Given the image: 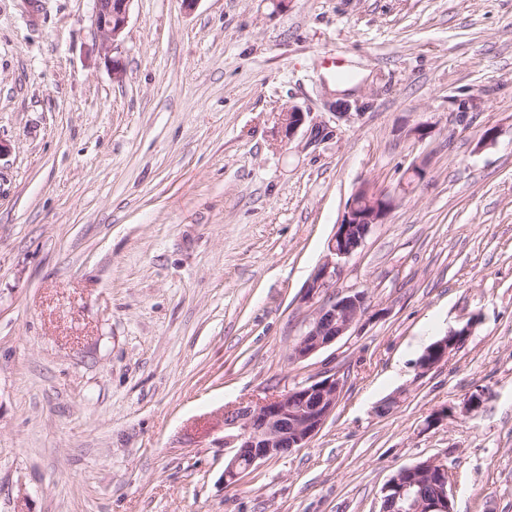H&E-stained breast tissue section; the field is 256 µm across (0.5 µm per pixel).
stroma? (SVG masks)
I'll return each mask as SVG.
<instances>
[{"instance_id":"35a3bbf8","label":"stroma","mask_w":512,"mask_h":512,"mask_svg":"<svg viewBox=\"0 0 512 512\" xmlns=\"http://www.w3.org/2000/svg\"><path fill=\"white\" fill-rule=\"evenodd\" d=\"M94 13L0 0V512H379L430 458L512 512V0H133L119 80ZM363 187L395 206L317 303L369 310L290 361ZM326 371L321 430L225 486V408ZM471 324L451 329L445 336L431 343L419 358L418 367L426 373L433 368L447 363L450 356L460 347L471 332Z\"/></svg>"}]
</instances>
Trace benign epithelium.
I'll return each mask as SVG.
<instances>
[{"instance_id": "1", "label": "benign epithelium", "mask_w": 512, "mask_h": 512, "mask_svg": "<svg viewBox=\"0 0 512 512\" xmlns=\"http://www.w3.org/2000/svg\"><path fill=\"white\" fill-rule=\"evenodd\" d=\"M133 0H95L94 24L102 36V50L111 64L112 76L119 80L125 72L122 57L124 31ZM304 122V113L291 108L279 114V129L293 136ZM395 205L388 193L360 189L347 206V211L328 243L329 255L308 281L304 299L312 302L336 281V260L351 256L364 243L370 228L379 224ZM368 311V295L348 290L321 304L313 311L307 329L293 345L289 357L304 361L346 335ZM466 324L431 343L419 358L418 367L426 373L448 362L450 356L470 335ZM343 385L334 374L311 383L298 385L255 403L224 410V447L233 454L224 468V481L234 486L257 462L275 458L285 449L300 448L323 427L342 394ZM448 468L430 458L402 468L383 488L381 512H454L444 479L433 484V492L422 496L414 487L432 480Z\"/></svg>"}]
</instances>
